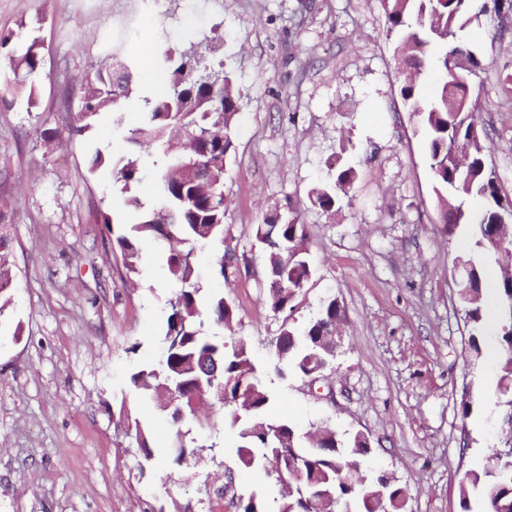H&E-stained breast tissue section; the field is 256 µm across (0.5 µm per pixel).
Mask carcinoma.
<instances>
[{"mask_svg": "<svg viewBox=\"0 0 512 512\" xmlns=\"http://www.w3.org/2000/svg\"><path fill=\"white\" fill-rule=\"evenodd\" d=\"M478 12L503 15L512 27V0H402L387 15L386 28L399 64L418 75L406 80L399 93L405 107L420 118L435 191L452 198L457 208L466 211L471 199L482 202V208L471 214L475 257L467 264L473 287L461 296L471 330L470 345L477 354V336L485 328L483 271L496 262L486 235L497 219V198L502 191L496 172L488 169L486 129L473 117L463 124L455 116L460 98L471 94L470 77L485 70L484 61L458 37ZM458 54L467 56L470 65L459 80L449 71L451 59ZM11 61L12 95L32 100L34 86L29 79L42 68V56L26 51L12 56ZM159 63L166 72L168 89L143 98L141 125L126 136L130 150L116 160L99 150L92 156L93 168L107 166L112 170L116 181L122 183L127 204L136 212V221L115 236L127 276L138 274L142 245L162 241L169 244L166 263L178 284L166 320L161 356L131 375L133 385L158 402H176L182 414L171 419L178 425L195 416V406L205 396L217 399L230 416L231 426L237 429V453L247 451L248 460L241 461L245 468H264L277 455L288 453V483L293 490L280 499L276 512H336L340 502L346 512H371L365 500L368 491L382 496L391 512H402L401 489L368 483L349 472L348 455L367 453L369 440L357 435L346 440L325 427L310 445L293 447L278 441L277 431L286 422L269 416L271 395L264 389L246 347L230 349L223 336L203 332V316L229 328L236 309L222 296L202 304L199 276L190 260L192 250L180 249L177 244L222 245L231 237L224 224V200L211 198L207 178L212 168L224 174V162L233 148L237 101L227 73L224 99L214 97L218 78L202 70L191 47L176 54L168 48L160 55ZM435 63L441 80L433 96L426 97L422 80ZM117 69L124 75L121 83L114 82ZM134 72V65L122 58L98 66L87 76L81 88L83 111L78 117L82 125L77 132L88 129L101 112L114 113L113 122L122 124L123 103L135 91ZM150 166L158 184V199L153 203L143 201L137 193V185ZM355 179L353 167H336L333 182L311 192L312 206L331 211L347 196ZM268 228L266 223L258 224L254 234L266 252L269 304L280 313L292 308L300 285L311 277L304 247L308 227L298 220L279 223L271 235ZM245 262L247 258L238 250H221L217 262L220 276L230 280ZM337 315L336 300L331 299L304 328L282 324L275 350H280L284 336L288 337V346L277 354L281 358L275 365L277 373L290 369L307 375L310 356L316 351L331 360L333 348L322 342ZM497 337L502 365L498 406L503 427L512 422V318L500 315ZM224 493L231 494L236 512H271L267 498L254 492L247 496L235 493L230 477ZM473 498L483 507L481 512H512V460L499 458L491 468L468 473L460 487L461 512H474Z\"/></svg>", "mask_w": 512, "mask_h": 512, "instance_id": "carcinoma-1", "label": "carcinoma"}]
</instances>
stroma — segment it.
<instances>
[{
  "mask_svg": "<svg viewBox=\"0 0 512 512\" xmlns=\"http://www.w3.org/2000/svg\"><path fill=\"white\" fill-rule=\"evenodd\" d=\"M136 15L123 54L142 61L156 40L206 47L233 73L238 114L224 172V222L248 268L232 281L218 253L196 247L201 298L235 306L226 343L243 342L264 374L270 413L297 435L319 427L363 432L361 475L389 477L403 512H460L470 471L493 466L502 431L493 327L469 345L463 286L454 269L472 243L449 233L418 119L399 95L394 44L382 0H0V32L39 42L43 67L33 100L0 104V236L13 263L0 318V512H235L238 493L268 500L281 487L243 468L224 408L205 398L197 419L173 425L131 382L162 350L176 285L166 244L141 251L139 285H125L115 231L134 222L110 169L91 171L95 151L120 156L142 120L125 102L123 125L98 115L72 133L81 85L112 57V21ZM487 68L474 81V113L486 128L489 163L512 195V104L499 76L512 74V34L490 17L463 33ZM341 156L357 179L332 212L311 190ZM291 203L309 228L312 276L291 314L268 305L264 250L253 225ZM109 211L111 227L98 224ZM339 308L336 356L323 378L278 376L272 354L281 324L301 328L322 301ZM470 404V415L461 407ZM150 434L151 455L131 425ZM196 441L185 463L170 448Z\"/></svg>",
  "mask_w": 512,
  "mask_h": 512,
  "instance_id": "obj_1",
  "label": "stroma"
}]
</instances>
